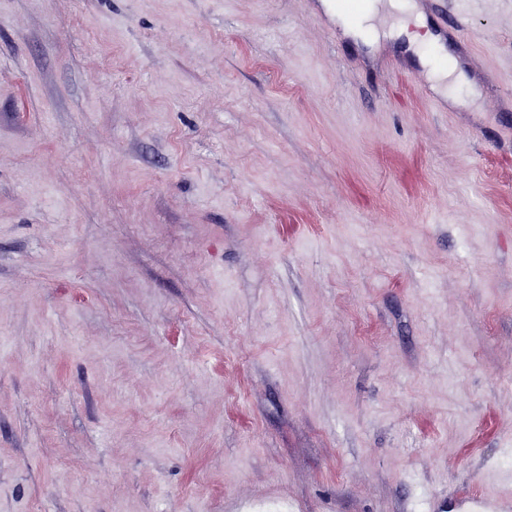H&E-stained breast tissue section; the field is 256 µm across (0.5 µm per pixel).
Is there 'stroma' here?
<instances>
[{"label": "stroma", "instance_id": "35a3bbf8", "mask_svg": "<svg viewBox=\"0 0 512 512\" xmlns=\"http://www.w3.org/2000/svg\"><path fill=\"white\" fill-rule=\"evenodd\" d=\"M323 13L0 0V512L512 480V17L451 99Z\"/></svg>", "mask_w": 512, "mask_h": 512}]
</instances>
